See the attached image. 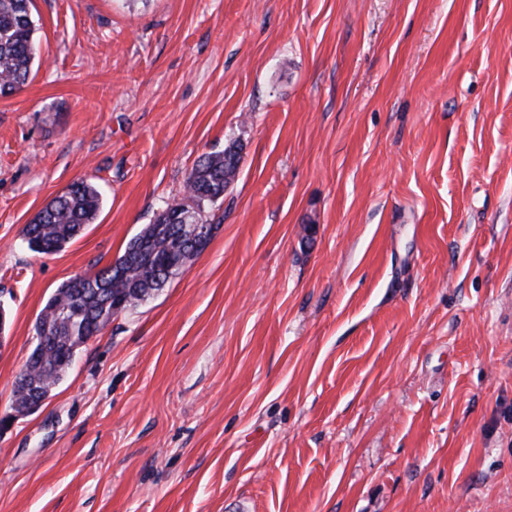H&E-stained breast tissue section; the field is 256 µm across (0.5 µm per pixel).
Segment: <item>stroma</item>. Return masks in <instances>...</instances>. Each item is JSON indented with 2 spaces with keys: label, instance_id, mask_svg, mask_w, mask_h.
Instances as JSON below:
<instances>
[{
  "label": "stroma",
  "instance_id": "obj_1",
  "mask_svg": "<svg viewBox=\"0 0 512 512\" xmlns=\"http://www.w3.org/2000/svg\"><path fill=\"white\" fill-rule=\"evenodd\" d=\"M0 416L64 281L242 146L207 248L0 431V512H512V0H32ZM94 224L22 230L73 182ZM102 202L96 185L86 180L72 183L24 227L23 237L28 248L37 254L62 250L94 221Z\"/></svg>",
  "mask_w": 512,
  "mask_h": 512
}]
</instances>
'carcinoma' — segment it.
Wrapping results in <instances>:
<instances>
[{"label":"carcinoma","mask_w":512,"mask_h":512,"mask_svg":"<svg viewBox=\"0 0 512 512\" xmlns=\"http://www.w3.org/2000/svg\"><path fill=\"white\" fill-rule=\"evenodd\" d=\"M36 33L31 0H0L1 97L27 82L37 55ZM240 161L241 148L235 143L200 156L185 179L183 201L157 213L114 263L57 287L34 325V335L47 337L48 343L31 351L20 384L13 388L14 401L27 400L23 380L38 387L60 381L73 364L72 354L116 316L114 304L130 309L141 297L163 291L185 270L181 255L193 260L207 247L217 225L205 215V205L224 199ZM102 202L96 185L85 180L72 183L24 227L28 248L37 254L62 250L94 221Z\"/></svg>","instance_id":"carcinoma-1"}]
</instances>
